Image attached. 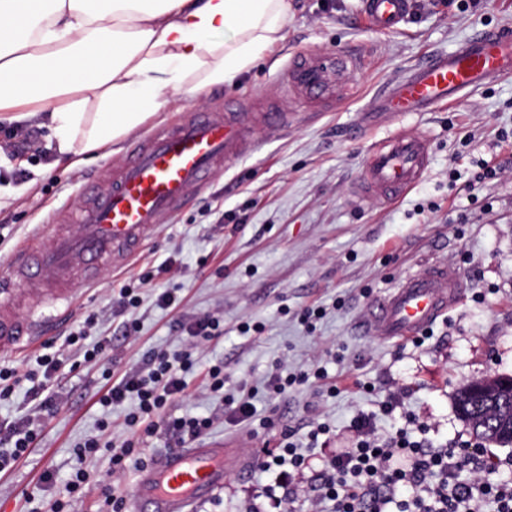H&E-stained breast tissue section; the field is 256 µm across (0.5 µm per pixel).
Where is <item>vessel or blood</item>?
I'll return each mask as SVG.
<instances>
[{"label": "vessel or blood", "mask_w": 512, "mask_h": 512, "mask_svg": "<svg viewBox=\"0 0 512 512\" xmlns=\"http://www.w3.org/2000/svg\"><path fill=\"white\" fill-rule=\"evenodd\" d=\"M409 0H364L375 30L395 29ZM365 63L355 53L298 54L283 75L289 95L314 106L335 102L347 75ZM512 74V31L495 28L473 33L457 49L430 54L376 95L368 110L394 119L456 105L474 90ZM287 113L269 107L260 115L228 99L223 109L195 113L192 119L156 128L132 143L122 164L103 171L78 212H55L38 233L13 250L9 274L0 279V353H15L39 341L37 321L18 314L15 283L39 300L71 302L91 287L105 264L128 266L147 246L158 224L201 191L226 161L255 143L257 127L282 132ZM430 162L424 134L401 130L371 147L353 191L355 202L391 204L414 186ZM465 282L456 268L433 263L399 281L369 304L362 331L402 342L420 335L453 310ZM230 441L163 454L141 471L130 492L131 512H195L224 487V459L236 454Z\"/></svg>", "instance_id": "obj_1"}]
</instances>
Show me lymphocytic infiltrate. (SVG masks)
I'll use <instances>...</instances> for the list:
<instances>
[{"mask_svg":"<svg viewBox=\"0 0 512 512\" xmlns=\"http://www.w3.org/2000/svg\"><path fill=\"white\" fill-rule=\"evenodd\" d=\"M98 318L88 315L66 336L65 343L79 348L83 360H101L112 341L97 335ZM173 327L186 336L185 349L150 351L134 366L116 377H107L97 399L103 412L130 404L125 426L130 434L121 442L101 441L96 435L77 443L78 460L110 453L115 470H123L127 460L143 464L145 451L140 436L163 434L169 449L187 447L206 433L213 424L209 416L175 415L173 407L188 389L187 375L194 362L191 347L224 334V321L213 315L177 317ZM35 369L19 374L17 369L0 366V399L16 387L26 386L34 404L32 415L13 423H0V444L8 454H0V472L26 458L36 444L43 419L57 405L51 382L68 364L53 343H45L35 358ZM404 404V394L396 390L379 400L371 413H359L350 426L356 434L351 450L333 457L319 477L314 492L317 499L332 502L335 512H484L485 501H492L495 512H512V483L491 480L482 448L464 444L453 448L424 450L410 436L413 416L387 436L379 435L377 418L393 416ZM472 469V480H460L459 474Z\"/></svg>","mask_w":512,"mask_h":512,"instance_id":"lymphocytic-infiltrate-1","label":"lymphocytic infiltrate"}]
</instances>
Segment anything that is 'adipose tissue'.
Returning <instances> with one entry per match:
<instances>
[{
  "instance_id": "obj_1",
  "label": "adipose tissue",
  "mask_w": 512,
  "mask_h": 512,
  "mask_svg": "<svg viewBox=\"0 0 512 512\" xmlns=\"http://www.w3.org/2000/svg\"><path fill=\"white\" fill-rule=\"evenodd\" d=\"M290 8L289 0H0V122L38 121L74 167L120 151L167 97L248 72L280 40Z\"/></svg>"
}]
</instances>
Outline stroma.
<instances>
[{"instance_id": "1", "label": "stroma", "mask_w": 512, "mask_h": 512, "mask_svg": "<svg viewBox=\"0 0 512 512\" xmlns=\"http://www.w3.org/2000/svg\"><path fill=\"white\" fill-rule=\"evenodd\" d=\"M410 13L399 30L375 31L364 16V0H291L284 38L232 84L166 105L159 123L185 120L222 106L225 99L243 104L269 100L288 114V130L259 136L254 151L225 163L210 185L176 215L159 224L150 243L131 267H104L95 287L74 307L42 306L21 294L19 314L54 315L44 338L74 349L63 340L88 315L98 317L97 332L112 339L107 357L79 371H61L53 379L58 409L46 416L30 455L0 472V512H31L29 493L44 473L54 485L45 492L41 512L62 492L76 467L90 479L73 512H99L105 489L127 494L136 468L111 471L108 454L78 462L73 448L84 437L122 441L127 406L113 408L111 425L99 431L102 411L96 404L103 370L122 373L148 351L177 349L185 342L172 330V315L156 306L164 288L179 289L182 314L224 318V335L195 348L197 362L178 414L210 415L202 442L251 440L255 453L246 469L229 463L224 488L196 512H250L265 501L269 481L259 464L276 448L284 429L300 445L314 424L331 428L319 443L310 469L295 476L292 512H331L316 505L311 492L318 474L336 452L350 448L352 418L376 410L387 393H406V409L423 423L433 445L472 442L459 420L454 395L467 381L485 375L512 376V76L477 89L453 107L413 112L398 123L430 138V165L420 182L387 206L355 203L350 193L369 147L391 129L372 126L358 138L348 128L359 110L388 81L429 51H453L475 30L512 28V0H410ZM358 51L370 58L368 70L350 75L345 100L333 109H314L288 95L281 74L288 60L303 52ZM121 154L72 167L55 154L23 159L26 179L0 166V188L9 197L0 208V274L16 244L57 211L78 207L88 181L112 167ZM498 169L477 201L462 187L478 170V161ZM178 252L181 269L143 291L137 308L112 307L113 291ZM456 267L466 288L459 305L433 326L424 343L389 342L361 335L358 321L366 304L385 296L399 281L432 262ZM324 309L314 329L301 317L305 309ZM138 321L136 337L124 338L122 322ZM224 364V394L253 390L255 416L236 423L221 412L223 396L206 388L205 374ZM322 369L323 379L275 394L271 373Z\"/></svg>"}]
</instances>
